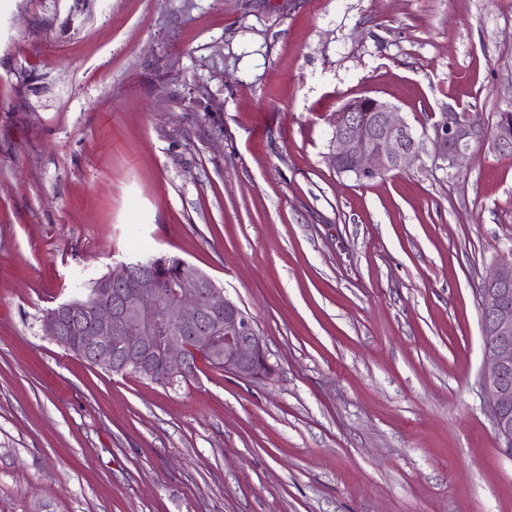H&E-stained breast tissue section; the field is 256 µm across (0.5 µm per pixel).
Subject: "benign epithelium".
Masks as SVG:
<instances>
[{"label": "benign epithelium", "instance_id": "benign-epithelium-1", "mask_svg": "<svg viewBox=\"0 0 512 512\" xmlns=\"http://www.w3.org/2000/svg\"><path fill=\"white\" fill-rule=\"evenodd\" d=\"M474 125L444 112L433 126L435 159L454 166L469 148ZM512 149V126L503 122L492 140ZM330 161L360 180L402 171L420 157L421 142L395 108L364 96L347 102L332 121ZM512 279V262H496L479 289L487 368L480 385L495 439L512 451V302L500 286ZM42 330L53 343L80 352L94 366L150 379L166 370L185 374L203 355L244 379L269 377L273 368L252 315L224 294L200 268L181 260L171 271L139 258L113 266L91 297L80 295L44 312Z\"/></svg>", "mask_w": 512, "mask_h": 512}]
</instances>
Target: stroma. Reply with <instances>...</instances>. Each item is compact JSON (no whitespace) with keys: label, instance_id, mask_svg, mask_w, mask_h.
<instances>
[{"label":"stroma","instance_id":"1","mask_svg":"<svg viewBox=\"0 0 512 512\" xmlns=\"http://www.w3.org/2000/svg\"><path fill=\"white\" fill-rule=\"evenodd\" d=\"M363 95L422 136L329 161ZM512 0H0V512H512L478 305L512 253ZM478 130L454 168L442 113ZM176 255L272 375L90 365L44 309ZM332 121L330 161L341 174L359 180L402 171L420 157L421 142L395 108L379 98L364 96L347 102ZM373 112V128L366 115Z\"/></svg>","mask_w":512,"mask_h":512}]
</instances>
